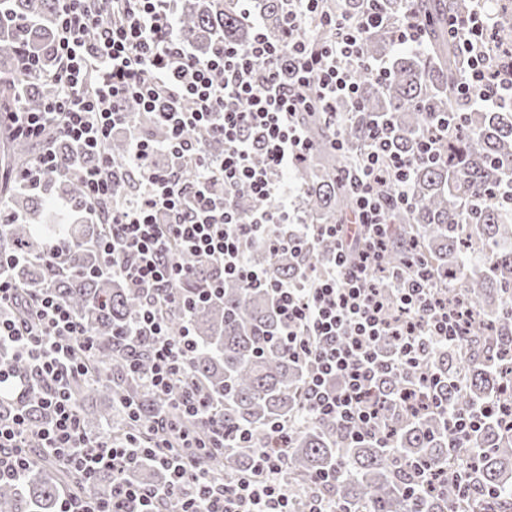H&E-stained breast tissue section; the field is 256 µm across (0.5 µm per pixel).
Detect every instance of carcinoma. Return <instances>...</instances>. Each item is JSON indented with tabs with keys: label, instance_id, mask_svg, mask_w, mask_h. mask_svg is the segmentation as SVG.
<instances>
[{
	"label": "carcinoma",
	"instance_id": "obj_1",
	"mask_svg": "<svg viewBox=\"0 0 512 512\" xmlns=\"http://www.w3.org/2000/svg\"><path fill=\"white\" fill-rule=\"evenodd\" d=\"M366 3L325 0L322 8L355 15ZM408 8L432 18L425 50L401 51L390 30L370 31L366 55L386 60L388 77L378 85L368 70H354L360 107L339 104L352 128L342 152L332 146L333 131L321 114H298L316 151L294 167L293 179L303 195V223L340 224L351 211L352 198L339 170L364 149L369 125L389 124L397 151L414 158L430 123L449 116L442 159L417 162L408 184L411 205L393 212L384 252L390 266L417 257L437 279L442 296L463 298L477 310L478 318L460 348L436 345L426 358V369L437 381L434 395L440 407L418 417L390 411L388 448L375 447L366 432L353 440L340 426L322 420L301 423L282 447L271 425L299 414L307 367L270 341L280 328L270 293L232 282L224 283L223 297L192 312L197 347L185 377L224 402V428L253 429L252 448L212 463L213 474L226 484L248 467L254 453L282 448L286 488L302 503L313 493L336 501L343 512H512V425L496 414L483 418L466 454L454 450L448 436L450 415L512 407V105L485 109L455 95L467 58L448 38L445 20L470 14L473 0L381 2V9L394 17ZM258 11L266 30L278 34L281 0H259ZM57 13V0H0V113L36 108L54 94ZM175 23L176 33L199 56L210 55L226 42L244 46L253 34L233 0H184ZM127 110L137 113L144 134L164 138L137 104L129 103ZM32 151V143L4 133L0 168L20 171ZM3 190L9 200L0 223V249L19 248L28 256L11 271L17 287L30 297L44 286L53 287L98 340L92 373L76 387L86 430L96 434L101 426H112L114 413L129 430L124 405L131 402L140 416L138 434L145 445L177 443L175 435L152 426L156 416L169 415L167 401L144 390L138 374L129 369L131 363L142 373L150 367L149 338L127 347L112 337L142 307L140 291L108 277L66 275L61 272L66 255L50 262L43 259L50 238L62 234L81 245L79 264L86 269L98 265V254L88 243L104 227L71 224L70 215L56 208L60 200L82 198L75 177L55 175L36 193L6 186ZM236 201L245 211L271 206L244 185L236 190ZM470 243L482 245V254L468 249ZM250 256L274 279L291 278L296 272L297 260L286 252L274 255L256 246ZM187 264L192 274L181 288L192 295L208 279L209 269L192 259ZM405 384L404 377L391 375L374 386V393L394 394ZM102 397L107 403L89 409ZM428 467L450 475L462 472L464 481L427 490L416 484V474ZM333 469L335 481L309 487L313 475ZM130 477L151 487L165 481L164 473L149 462ZM85 492L80 474L63 470L53 456L42 454L22 477L0 482V512H57L62 494L79 497Z\"/></svg>",
	"mask_w": 512,
	"mask_h": 512
}]
</instances>
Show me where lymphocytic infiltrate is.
<instances>
[{"instance_id":"1","label":"lymphocytic infiltrate","mask_w":512,"mask_h":512,"mask_svg":"<svg viewBox=\"0 0 512 512\" xmlns=\"http://www.w3.org/2000/svg\"><path fill=\"white\" fill-rule=\"evenodd\" d=\"M321 2L283 0L282 27L272 37L256 20L253 0H239L240 14L254 31L250 43H227L199 57L174 31L173 0H58V92L40 109L7 118L17 137L42 146L19 173L21 187L34 191L51 176L77 172L83 213L106 225L96 242L98 273L145 291L144 305L122 333L152 340L146 388L169 393L195 349L190 320L171 333L163 308L190 310L223 295L225 280H235L271 293L282 318L277 344L310 364L306 416L364 428L384 448L386 410L393 400L372 395L373 385L388 373H416L412 388L395 401L413 415L426 411L433 378L422 369L425 356L437 343L459 346L472 310L441 299L416 260L388 270L390 294H381L371 281L383 268L387 215L408 206L406 186L415 166L414 159L394 151L388 125L368 128L367 150L342 170L354 198L351 223L303 224L295 217L283 176L314 150L297 114L312 107L325 115L334 148L343 149L350 129L336 101L359 103L354 68H367L379 82L387 75L384 61L364 53L365 35L386 26L385 16L373 7L359 16L331 14ZM320 28L332 29L333 39L311 40ZM496 30L493 16L481 10L448 18L449 37L468 57L458 95L476 107L512 101V49H499L493 61L481 51L493 43ZM286 58L294 70L290 84L280 76ZM309 86L315 89L310 98L302 93ZM131 101L165 130L163 140L141 135L126 109ZM118 131L127 135V150L117 160L108 146ZM53 138L69 144L67 158L50 146ZM209 138L222 142L220 152L208 149ZM257 148L264 153L260 164L253 160ZM186 164L196 171L188 184L176 176ZM218 180L224 183L220 196L213 190ZM241 184L270 200V208L241 217L231 198ZM326 239L334 240L335 251L325 275L308 264L293 279L274 280L249 259L256 245L297 256L313 253ZM187 255L214 271L190 297L179 288L190 274ZM23 258L20 252H0V346L12 348L27 368L22 376L0 365V396L18 402L14 412L0 413V481L30 468L26 439L33 434L91 487L102 472L112 474L111 496L92 490L83 498L68 496L58 512H295L281 484L282 456L256 453L234 484L213 480L207 460L248 447L253 432L246 426L225 430L223 403L195 388L174 397L177 419L156 421L179 435L180 452L142 446L133 433L117 442L89 434L70 382L88 374L85 358L97 340L49 288L30 301L27 317L10 315L19 296L8 270ZM386 335L400 344L385 357L376 342ZM30 401L46 415L40 426L30 421ZM185 418L212 426L214 436L204 440L190 433L181 424ZM146 461L168 472L164 487L127 479L129 470Z\"/></svg>"}]
</instances>
